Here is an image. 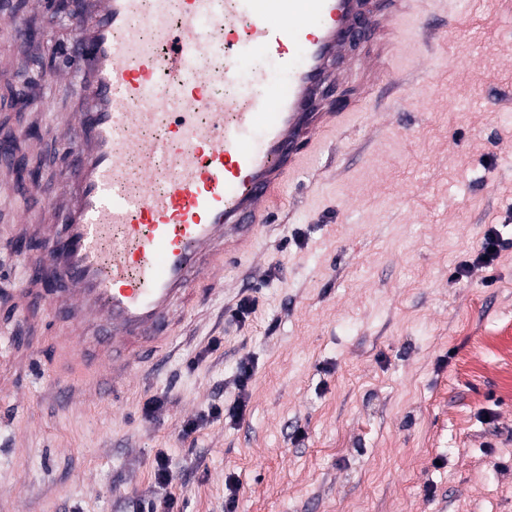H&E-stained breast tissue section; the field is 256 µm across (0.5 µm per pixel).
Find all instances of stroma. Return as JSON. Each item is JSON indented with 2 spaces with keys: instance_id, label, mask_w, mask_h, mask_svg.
Segmentation results:
<instances>
[{
  "instance_id": "obj_1",
  "label": "stroma",
  "mask_w": 512,
  "mask_h": 512,
  "mask_svg": "<svg viewBox=\"0 0 512 512\" xmlns=\"http://www.w3.org/2000/svg\"><path fill=\"white\" fill-rule=\"evenodd\" d=\"M1 13L19 27L0 29V142L40 177L0 162V512H133L161 450L180 512H224L231 478L236 512H512V249L452 277L487 225L512 237V0H415L363 94L372 43L357 44L331 87L350 117L252 254L225 264L126 385L104 371L70 400L47 376L54 318L13 300L43 251L37 235L16 249L18 217L54 223L68 167L54 115L86 109L46 83L47 61L81 68L70 16L46 20L30 0H0ZM245 297L256 309L241 320ZM244 359L242 420L181 437L234 402ZM157 396L164 411L146 417ZM254 376V365L251 361L245 360L241 361L238 367V375H237V386L240 392V395L234 403L226 409L224 406L213 405L207 411V413H203L200 416L196 417L193 420L185 422L180 429V434L182 437L187 438L192 434L199 431L203 428L207 423L213 422L214 420H219L221 416H226L231 421H236L243 417L248 399V387L252 382Z\"/></svg>"
}]
</instances>
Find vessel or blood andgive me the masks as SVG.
I'll return each mask as SVG.
<instances>
[{
  "mask_svg": "<svg viewBox=\"0 0 512 512\" xmlns=\"http://www.w3.org/2000/svg\"><path fill=\"white\" fill-rule=\"evenodd\" d=\"M379 0H88L75 32L91 59L77 88L92 104L57 130L66 171L60 226L42 225V301L72 325L55 343L70 373L124 382L171 342L178 305L253 244L309 148L339 121L320 97L349 29L375 24ZM147 20L152 39L139 34ZM247 49L285 84L227 97Z\"/></svg>",
  "mask_w": 512,
  "mask_h": 512,
  "instance_id": "1",
  "label": "vessel or blood"
}]
</instances>
